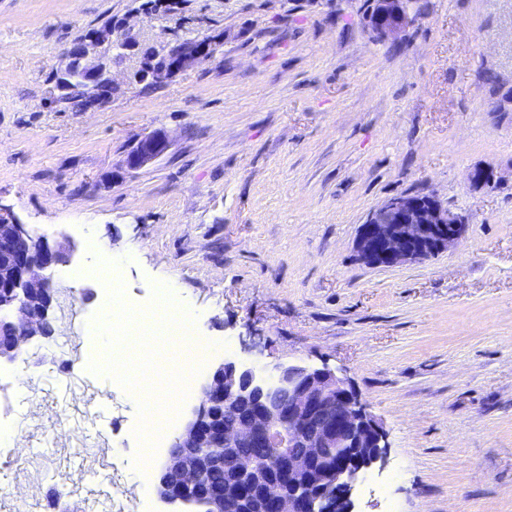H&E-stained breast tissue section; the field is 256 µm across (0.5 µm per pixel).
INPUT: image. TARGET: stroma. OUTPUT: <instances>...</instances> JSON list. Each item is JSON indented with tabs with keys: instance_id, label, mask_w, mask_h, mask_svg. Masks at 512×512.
Listing matches in <instances>:
<instances>
[{
	"instance_id": "1",
	"label": "stroma",
	"mask_w": 512,
	"mask_h": 512,
	"mask_svg": "<svg viewBox=\"0 0 512 512\" xmlns=\"http://www.w3.org/2000/svg\"><path fill=\"white\" fill-rule=\"evenodd\" d=\"M0 0V205L73 267L120 246L128 304L171 284L222 361L306 362L347 378L382 426L384 462L355 512H512V0H416L380 40L373 0ZM131 19L141 40L215 39V54L102 108L50 104L81 32ZM167 152L131 171L142 136ZM499 182L473 188L474 167ZM432 192L466 224L418 264L370 267L359 224ZM54 332L0 365V512H162L168 451L137 467V402L85 364L99 283L53 280Z\"/></svg>"
}]
</instances>
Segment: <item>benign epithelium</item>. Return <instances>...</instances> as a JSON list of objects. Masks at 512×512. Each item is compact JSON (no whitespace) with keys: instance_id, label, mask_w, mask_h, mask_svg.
I'll return each instance as SVG.
<instances>
[{"instance_id":"obj_1","label":"benign epithelium","mask_w":512,"mask_h":512,"mask_svg":"<svg viewBox=\"0 0 512 512\" xmlns=\"http://www.w3.org/2000/svg\"><path fill=\"white\" fill-rule=\"evenodd\" d=\"M366 25L380 40L396 39L410 27L413 0H375ZM139 39L126 21L87 34L65 50L54 69L55 94L79 68L87 107L111 99V50ZM172 62L164 68L135 64L132 79L162 86L176 74L212 55L208 43L190 40L167 45ZM168 147L161 134L138 139L127 167L140 169ZM475 188L496 183L494 171L476 168ZM465 220L433 194L392 196L358 226L355 251L371 267H395L428 260L455 245ZM69 238L51 245L33 235L11 209L0 204V362H13L24 346L45 335L53 302L50 274L71 263ZM273 450L256 463L246 446ZM303 448L299 454L296 449ZM385 454L384 433L346 378L325 366L278 364L269 376L235 361L220 364L203 386L199 406L178 433L154 485L167 505H191L201 512H353L352 490L359 476ZM227 467L229 488L205 476Z\"/></svg>"}]
</instances>
